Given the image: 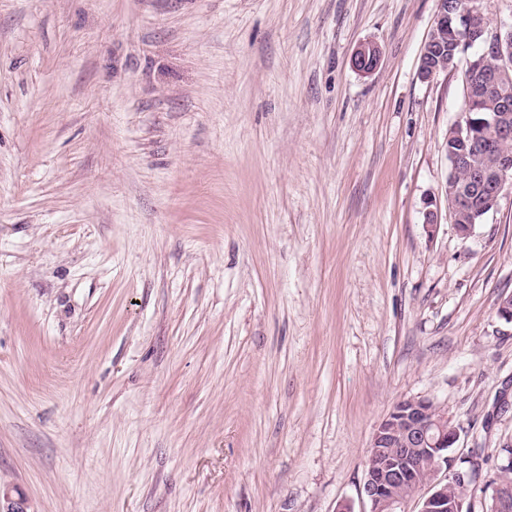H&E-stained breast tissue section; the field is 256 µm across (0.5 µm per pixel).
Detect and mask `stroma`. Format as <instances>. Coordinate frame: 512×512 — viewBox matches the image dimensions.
<instances>
[{
  "mask_svg": "<svg viewBox=\"0 0 512 512\" xmlns=\"http://www.w3.org/2000/svg\"><path fill=\"white\" fill-rule=\"evenodd\" d=\"M437 0H0V486L31 512H362L425 395L512 442V190L446 204ZM382 49L372 74L350 58ZM382 58V50L377 43H360L351 57L352 67L362 74H372L376 71Z\"/></svg>",
  "mask_w": 512,
  "mask_h": 512,
  "instance_id": "1",
  "label": "stroma"
}]
</instances>
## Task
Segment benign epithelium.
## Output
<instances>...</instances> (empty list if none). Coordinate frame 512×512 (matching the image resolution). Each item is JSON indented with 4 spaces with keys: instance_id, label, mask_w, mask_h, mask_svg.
I'll use <instances>...</instances> for the list:
<instances>
[{
    "instance_id": "obj_1",
    "label": "benign epithelium",
    "mask_w": 512,
    "mask_h": 512,
    "mask_svg": "<svg viewBox=\"0 0 512 512\" xmlns=\"http://www.w3.org/2000/svg\"><path fill=\"white\" fill-rule=\"evenodd\" d=\"M484 0H438L431 33L424 44L418 78L429 82L464 62L466 105L448 137L466 144L474 142L476 127H489L493 141L512 142L509 100L501 99V111L491 121L475 120L485 93L507 88L512 82V28L493 23ZM382 58L380 46L360 43L351 57L352 67L362 73L376 71ZM448 210L458 222L460 234L468 236L475 225L494 211L506 183L512 180V152L499 151L487 164H480L472 149L461 148L449 158ZM424 224L431 234L440 224L437 200H426ZM458 430L429 397L399 400L374 431L364 471L360 498L367 512H462L471 477L462 473L458 458L450 454ZM499 475L490 484L492 493L482 503V512H512V484L504 475L512 471V451L498 450ZM460 484L461 493L448 494V483L436 479L441 470ZM0 512H29L24 494L0 489Z\"/></svg>"
}]
</instances>
